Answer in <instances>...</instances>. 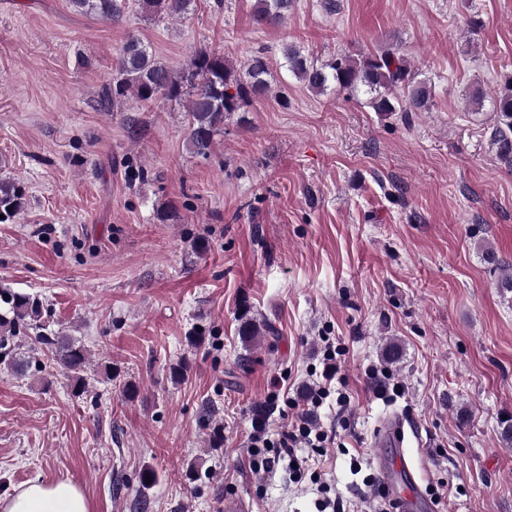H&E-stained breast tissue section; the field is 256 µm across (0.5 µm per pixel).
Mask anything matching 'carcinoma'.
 Listing matches in <instances>:
<instances>
[{"instance_id": "cac0c4a2", "label": "carcinoma", "mask_w": 512, "mask_h": 512, "mask_svg": "<svg viewBox=\"0 0 512 512\" xmlns=\"http://www.w3.org/2000/svg\"><path fill=\"white\" fill-rule=\"evenodd\" d=\"M82 14L117 21L123 17L126 0H68ZM145 12L155 16H180L191 9L194 0H140ZM294 0H256L254 22L260 26H277L288 17ZM288 71L308 90L324 94L330 90L356 97L368 95L367 104L380 114L393 112H426L432 103V86L419 78V73L400 51L391 46L379 52L357 56L338 54L325 64H318L294 45L284 48ZM117 77L112 92L104 94L105 104H115L128 96L153 102L159 98L176 99L187 92L183 77L156 59L150 47L137 38L128 39L115 59ZM192 91L187 104V144L190 150L208 157L215 145V136L224 127V115L239 112L254 99L271 91L267 79L269 62L262 53L250 56L237 70L224 59V54L210 49L196 51L187 62ZM494 125L491 139L498 159L512 169V76L491 96ZM25 208L22 190L16 182L0 178V215L15 217ZM484 261L501 271L497 287L512 293V263L487 248ZM43 304L28 294L0 289V362L6 361L18 372L25 362L13 357V340L43 319ZM238 336L245 343L258 341L261 326L245 306L239 313ZM39 343L50 348L55 361L71 380L73 393L86 392L84 370L89 364L87 350L67 336H36Z\"/></svg>"}]
</instances>
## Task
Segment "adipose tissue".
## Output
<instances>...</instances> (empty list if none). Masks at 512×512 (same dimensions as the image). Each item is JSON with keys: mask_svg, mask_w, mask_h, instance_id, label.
Masks as SVG:
<instances>
[{"mask_svg": "<svg viewBox=\"0 0 512 512\" xmlns=\"http://www.w3.org/2000/svg\"><path fill=\"white\" fill-rule=\"evenodd\" d=\"M0 512H92V506L73 482L35 479L0 498Z\"/></svg>", "mask_w": 512, "mask_h": 512, "instance_id": "ef3b65f1", "label": "adipose tissue"}]
</instances>
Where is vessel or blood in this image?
I'll use <instances>...</instances> for the list:
<instances>
[{"mask_svg":"<svg viewBox=\"0 0 512 512\" xmlns=\"http://www.w3.org/2000/svg\"><path fill=\"white\" fill-rule=\"evenodd\" d=\"M380 443L392 445L391 456L378 460V469L388 496L398 512H434L435 505L416 480L417 466L405 446L404 423L394 418L387 422L378 435Z\"/></svg>","mask_w":512,"mask_h":512,"instance_id":"vessel-or-blood-1","label":"vessel or blood"}]
</instances>
